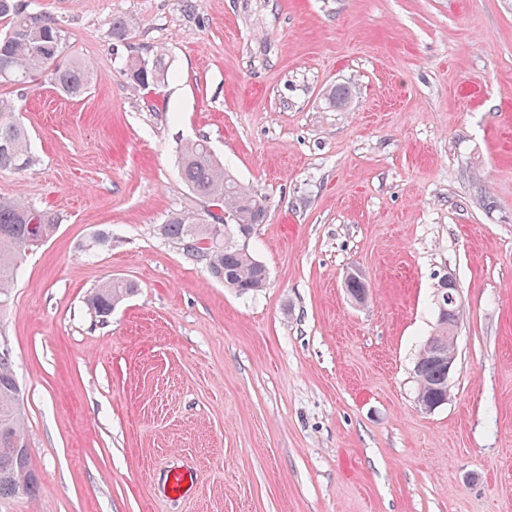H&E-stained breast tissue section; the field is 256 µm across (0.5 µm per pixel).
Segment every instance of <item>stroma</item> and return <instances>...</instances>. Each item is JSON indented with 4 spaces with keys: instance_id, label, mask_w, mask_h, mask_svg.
Masks as SVG:
<instances>
[{
    "instance_id": "35a3bbf8",
    "label": "stroma",
    "mask_w": 512,
    "mask_h": 512,
    "mask_svg": "<svg viewBox=\"0 0 512 512\" xmlns=\"http://www.w3.org/2000/svg\"><path fill=\"white\" fill-rule=\"evenodd\" d=\"M20 2L94 81L0 84L34 156L0 197L57 220L0 312L40 478L0 512H512V0ZM160 48L168 81L132 89ZM202 138L266 200L261 292L159 232L202 206L178 174ZM445 276L455 368L425 412ZM112 279L138 292L102 318ZM448 288H453V307L451 309L445 306V302L448 305ZM438 306L440 310L438 309L436 330L427 339L415 364V368L419 367L417 395H424L432 401L442 399L448 395V380L456 360L454 348L448 352V337L451 338L454 345L455 330L460 319L461 302L456 284L448 276L443 277L438 283ZM440 312L441 314L448 313V320L440 319ZM448 328H450L452 336H448ZM432 345L448 352V371L439 361L428 357L427 348ZM136 290V285L131 281L111 280L99 286L89 301L98 316H108L112 308Z\"/></svg>"
}]
</instances>
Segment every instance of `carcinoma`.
<instances>
[{"instance_id": "carcinoma-1", "label": "carcinoma", "mask_w": 512, "mask_h": 512, "mask_svg": "<svg viewBox=\"0 0 512 512\" xmlns=\"http://www.w3.org/2000/svg\"><path fill=\"white\" fill-rule=\"evenodd\" d=\"M0 20L8 24L5 36L0 38V83L22 86L45 74L65 96L80 97L88 90L93 74L87 66L61 62L68 35L58 23L42 14L25 12L19 0H0ZM166 57L159 50L148 59L129 58L127 78L144 89L165 83L169 74ZM33 162L28 134L15 118L14 106L1 99L0 171H23ZM180 176L206 208L173 214L162 225V234L204 264L208 273L224 281V286L240 294L261 291L267 268L250 252L242 251L234 236L241 224L265 223V199L236 181L204 139L181 148ZM212 208L236 216L229 232H224L221 217L210 212ZM56 227L51 213L22 201L0 199V311L9 304L23 256L52 237ZM136 290L131 281L111 280L96 289L90 304L96 314L107 316ZM433 345L448 349V320L437 319L436 330L416 362L417 393L436 401L448 395V371L428 357L426 349ZM20 393L12 352L0 343V499L33 494L39 487L25 441Z\"/></svg>"}]
</instances>
